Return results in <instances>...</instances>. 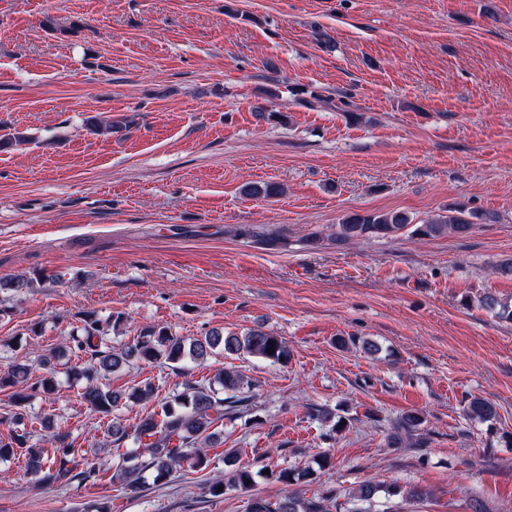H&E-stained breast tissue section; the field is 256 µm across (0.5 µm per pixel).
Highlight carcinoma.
<instances>
[{
	"label": "carcinoma",
	"instance_id": "obj_1",
	"mask_svg": "<svg viewBox=\"0 0 512 512\" xmlns=\"http://www.w3.org/2000/svg\"><path fill=\"white\" fill-rule=\"evenodd\" d=\"M90 131L99 136H110L118 127L112 118L102 117L88 121ZM252 197L271 199L280 195L279 185L266 182L246 188ZM419 237H438L449 231L467 234L473 223L456 215L439 216L422 224H411V219L401 212L361 211L343 217L336 225V241L351 242L365 238H389L408 226ZM480 305L502 319H512V309L501 303L494 295L487 294ZM81 325L72 330L69 339L72 347H63L52 357L40 360L45 375L40 387L45 393L55 391L58 381L56 364L68 350L85 356L80 365L66 367V377L85 381L81 398L94 411L109 416L120 402L143 404L155 399L157 388L151 382H142L125 392L112 390L105 379L124 367L138 363L178 364L187 359L203 361L216 350L226 354H249L273 363L285 362L290 356L288 345L280 338L262 328H252L244 333L212 330L201 338L187 340L165 327L143 332L131 343L112 344L110 336L119 329L122 318L111 316L102 320L93 313H85ZM273 353H267L268 348ZM30 374L29 365L16 363L0 373V387H15L25 382ZM245 384L243 376L236 370L224 369L217 373L208 386L187 384L171 398L158 401L155 410L137 419L124 423L120 418L109 422L103 446L108 448L103 458L90 459L78 453L68 434L53 432L54 420L41 419V429L49 433L47 448L30 444L33 431L22 428L6 440H0V461L25 450V467L29 475L42 487H65L75 482L98 481L111 472L121 479L126 487L137 491L151 475L161 482L176 469L205 470L210 465L206 447L213 444V425L224 422V408H234L241 399L236 397ZM467 414L480 421H492L497 417L496 406L482 397H473L467 404ZM423 416L416 410L407 412L394 426L389 442L399 446L412 438L413 432L423 424ZM313 475L309 469H280L271 471V476L286 486L281 498L275 503L261 498L252 500L249 512H320L319 506L303 500L291 486L301 484ZM254 482L253 473L243 467L234 470L229 484L246 489ZM380 492V486L372 481L358 485L353 498L360 502H371Z\"/></svg>",
	"mask_w": 512,
	"mask_h": 512
}]
</instances>
